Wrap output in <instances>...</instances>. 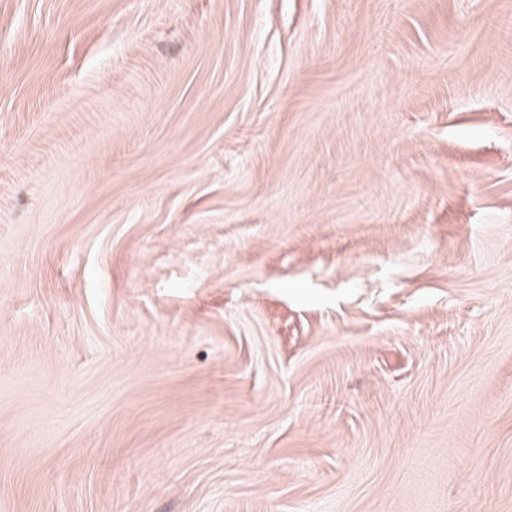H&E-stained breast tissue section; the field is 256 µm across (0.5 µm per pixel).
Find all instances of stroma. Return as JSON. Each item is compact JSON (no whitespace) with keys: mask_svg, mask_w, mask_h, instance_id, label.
I'll use <instances>...</instances> for the list:
<instances>
[{"mask_svg":"<svg viewBox=\"0 0 512 512\" xmlns=\"http://www.w3.org/2000/svg\"><path fill=\"white\" fill-rule=\"evenodd\" d=\"M0 512H512V0H0Z\"/></svg>","mask_w":512,"mask_h":512,"instance_id":"35a3bbf8","label":"stroma"}]
</instances>
